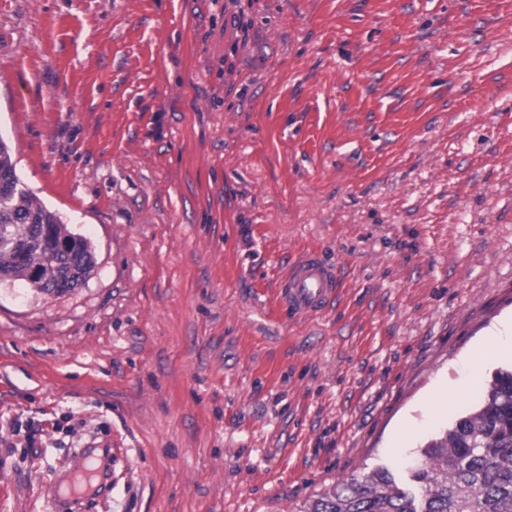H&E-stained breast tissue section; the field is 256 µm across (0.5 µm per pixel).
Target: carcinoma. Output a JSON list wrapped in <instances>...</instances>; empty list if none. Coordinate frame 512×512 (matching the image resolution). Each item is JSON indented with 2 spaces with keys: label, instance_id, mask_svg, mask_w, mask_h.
Wrapping results in <instances>:
<instances>
[{
  "label": "carcinoma",
  "instance_id": "obj_1",
  "mask_svg": "<svg viewBox=\"0 0 512 512\" xmlns=\"http://www.w3.org/2000/svg\"><path fill=\"white\" fill-rule=\"evenodd\" d=\"M95 266L90 242L22 185L0 137V282L57 295ZM406 475L387 467L341 480L302 512H512V369L498 371L477 405L422 449Z\"/></svg>",
  "mask_w": 512,
  "mask_h": 512
}]
</instances>
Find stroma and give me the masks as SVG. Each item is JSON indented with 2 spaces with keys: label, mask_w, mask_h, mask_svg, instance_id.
Returning a JSON list of instances; mask_svg holds the SVG:
<instances>
[{
  "label": "stroma",
  "mask_w": 512,
  "mask_h": 512,
  "mask_svg": "<svg viewBox=\"0 0 512 512\" xmlns=\"http://www.w3.org/2000/svg\"><path fill=\"white\" fill-rule=\"evenodd\" d=\"M0 137L95 256L0 283V512H302L512 367V0H0ZM339 287L335 267L316 254H308L289 268L280 293L288 310L310 315L323 311L334 300Z\"/></svg>",
  "instance_id": "obj_1"
}]
</instances>
